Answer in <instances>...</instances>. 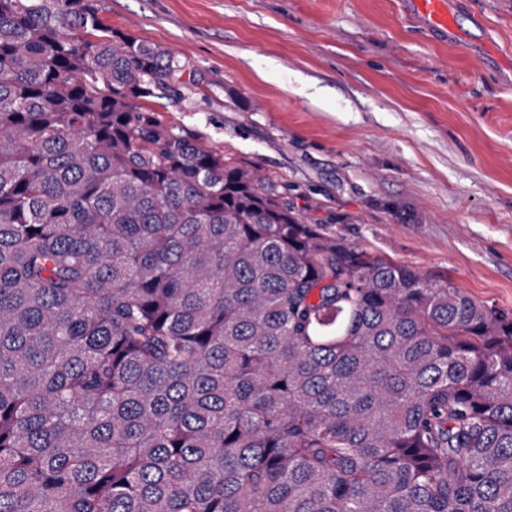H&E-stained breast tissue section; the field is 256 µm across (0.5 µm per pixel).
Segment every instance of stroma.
<instances>
[{"label": "stroma", "mask_w": 512, "mask_h": 512, "mask_svg": "<svg viewBox=\"0 0 512 512\" xmlns=\"http://www.w3.org/2000/svg\"><path fill=\"white\" fill-rule=\"evenodd\" d=\"M180 70L159 119L308 223L512 311V0H98ZM415 13L429 27L441 28L446 31L452 28L451 15L446 0H411Z\"/></svg>", "instance_id": "obj_1"}]
</instances>
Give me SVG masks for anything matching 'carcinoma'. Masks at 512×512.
<instances>
[{"label": "carcinoma", "mask_w": 512, "mask_h": 512, "mask_svg": "<svg viewBox=\"0 0 512 512\" xmlns=\"http://www.w3.org/2000/svg\"><path fill=\"white\" fill-rule=\"evenodd\" d=\"M177 70L0 0V512H512V312L164 124Z\"/></svg>", "instance_id": "carcinoma-1"}]
</instances>
